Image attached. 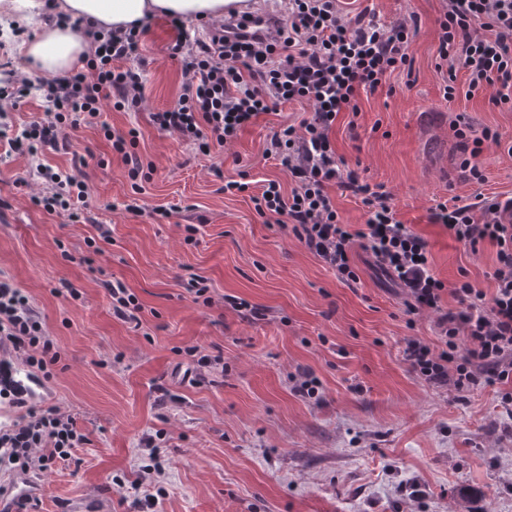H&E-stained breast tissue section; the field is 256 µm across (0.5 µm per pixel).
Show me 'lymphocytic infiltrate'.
Listing matches in <instances>:
<instances>
[{"instance_id": "lymphocytic-infiltrate-1", "label": "lymphocytic infiltrate", "mask_w": 512, "mask_h": 512, "mask_svg": "<svg viewBox=\"0 0 512 512\" xmlns=\"http://www.w3.org/2000/svg\"><path fill=\"white\" fill-rule=\"evenodd\" d=\"M437 56L446 64L443 97L452 99L457 70L468 76L469 93L489 92L493 105H512V0H443L438 20ZM175 36L170 57L181 65L180 93L175 104L151 115L161 131L176 133L196 154L237 140L241 131L285 103L307 104L310 113L296 124H282L266 142L265 158L281 161L291 176V191L267 181L254 196L255 209L266 223L292 234L344 281L357 282L353 247L370 252L401 284L409 315L436 312L439 349L417 336L407 337L403 358L410 370L430 384H452L471 391L512 381V196L476 194L438 203L431 223L443 226L457 242L496 249L492 273L495 288L485 293L467 279L452 284L435 277L427 240L398 220L386 193L375 190L338 160L329 133L344 112H357L361 94L386 86L390 76L409 61L416 33L407 21L383 27L364 16L349 18L341 0H287V10L264 37L240 34L229 38L223 26L207 22L209 35L190 39L185 25L171 18ZM71 28L86 37L93 50L85 66L63 76L42 79L48 108L25 127L18 148L36 154L67 146L68 133L84 124H99L113 153L120 156L131 182L125 211L143 215L138 195L148 178L137 152V128L116 131L100 117L115 109L137 108L144 99L140 66L141 27L95 31L75 20ZM460 142V169L465 179L484 180L479 157L485 142H499L498 132L474 134L465 117L453 124ZM87 161L74 158L72 171L45 167L49 185L38 205L67 213L80 223V204L87 184L80 170ZM350 193L367 219L361 230L344 224L330 187ZM451 295L458 310L443 306ZM0 343L10 344L43 373L60 359L52 338L28 297L9 279H0ZM89 438L75 419L59 409H30L7 431L0 432V457L22 470L48 471L68 462Z\"/></svg>"}]
</instances>
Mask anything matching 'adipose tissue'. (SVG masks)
I'll list each match as a JSON object with an SVG mask.
<instances>
[{"instance_id":"adipose-tissue-1","label":"adipose tissue","mask_w":512,"mask_h":512,"mask_svg":"<svg viewBox=\"0 0 512 512\" xmlns=\"http://www.w3.org/2000/svg\"><path fill=\"white\" fill-rule=\"evenodd\" d=\"M230 0H0V11L36 27L35 36L23 42L27 64L47 73L64 75L84 67L91 45L56 15L78 18L95 30L127 29L156 16L183 20H218Z\"/></svg>"}]
</instances>
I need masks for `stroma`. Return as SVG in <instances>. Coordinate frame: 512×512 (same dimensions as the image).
Instances as JSON below:
<instances>
[{
  "label": "stroma",
  "mask_w": 512,
  "mask_h": 512,
  "mask_svg": "<svg viewBox=\"0 0 512 512\" xmlns=\"http://www.w3.org/2000/svg\"><path fill=\"white\" fill-rule=\"evenodd\" d=\"M343 7L383 25L415 18L417 33L391 91L361 95L357 115L337 120L330 132L337 155L381 187L398 219L427 240L439 279L464 276L492 293L494 247L471 251L430 213L454 196L512 194V108L469 94L462 73L453 99H443L441 0H344ZM31 35L0 19V87L23 68L19 46ZM173 37L166 16L150 18L145 98L136 110L103 115L114 129L140 130L137 150L152 164L143 216L124 210L131 182L97 128L71 131L70 152L34 160L8 141L42 117L44 96L32 89L17 104L0 99V273L31 297L61 351L46 378L0 346V364L20 380H38L24 407L0 400V429L23 408L55 406L90 439L71 461L40 474V512H65L81 497L106 500L110 512H512V411L500 403V386L459 392L425 383L402 349L410 335L438 346L433 314L407 320L401 288L362 248L353 252L360 280L348 284L257 214L253 197L265 180L292 186L279 162L264 159L265 142L273 128L306 117L307 106H282L232 144L192 154L150 121L178 95L180 64L167 50ZM460 113L475 131L501 136L483 146L480 185L459 168L451 123ZM75 153L88 161L85 223L35 203L44 191L37 164L67 170ZM241 171L250 190L224 194V178ZM158 207L169 217L151 218ZM196 222L195 242H185L186 225ZM193 275L205 279L211 305L186 291ZM106 279L136 296L141 327L113 315ZM67 282L81 299L59 295ZM228 295L261 307L263 318L225 307ZM189 347L222 352L223 369L202 380L189 375ZM302 370L319 380V400L293 392ZM156 445L162 472L131 490Z\"/></svg>",
  "instance_id": "stroma-1"
}]
</instances>
